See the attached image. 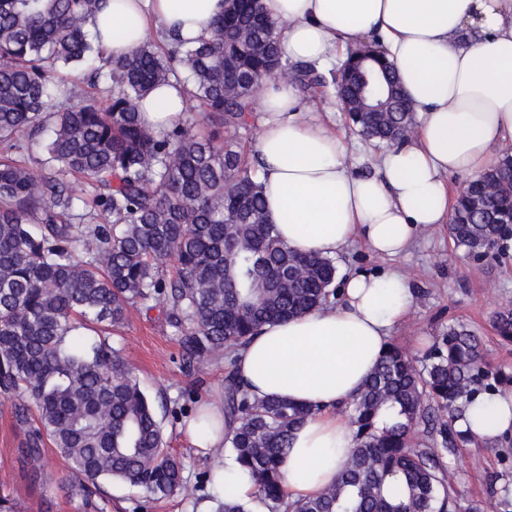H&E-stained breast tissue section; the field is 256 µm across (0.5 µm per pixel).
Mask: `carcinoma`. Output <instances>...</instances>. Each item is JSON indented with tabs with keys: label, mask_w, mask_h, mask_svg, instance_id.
I'll return each mask as SVG.
<instances>
[{
	"label": "carcinoma",
	"mask_w": 512,
	"mask_h": 512,
	"mask_svg": "<svg viewBox=\"0 0 512 512\" xmlns=\"http://www.w3.org/2000/svg\"><path fill=\"white\" fill-rule=\"evenodd\" d=\"M225 2L209 38L164 48L147 40L113 58L88 27L100 0H0V142L16 154L0 157V392L17 401L24 467L39 475L53 447L68 489L87 505L105 483L137 489L141 510L184 488L183 463L167 448L154 402L101 331L137 305L162 304L190 374L261 325L336 299L335 259L297 253L279 238L237 140L260 78L289 75L315 101L329 83L317 64L281 57L278 21L263 0ZM68 66L81 70L56 83L55 71ZM173 79L190 85L209 136L181 123L158 134L142 122L137 102ZM104 82L113 90L102 105L88 88ZM336 85L356 134L401 143L413 109L378 45L350 49ZM37 144L51 167L40 177L28 165ZM74 175L90 197L71 185ZM482 178L481 188L456 196L448 224L470 255L500 236L512 212V155ZM493 324L512 341V306L499 308ZM488 376L480 338L462 325L448 327L420 359L390 345L343 408L356 448L335 485L289 503L283 466L311 411L251 396L231 369L230 452L267 512H460L448 457L471 434L443 417L467 409ZM421 427L441 447L416 440ZM212 499L215 512H251L230 492Z\"/></svg>",
	"instance_id": "obj_1"
}]
</instances>
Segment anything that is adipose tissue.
<instances>
[{
    "label": "adipose tissue",
    "instance_id": "1",
    "mask_svg": "<svg viewBox=\"0 0 512 512\" xmlns=\"http://www.w3.org/2000/svg\"><path fill=\"white\" fill-rule=\"evenodd\" d=\"M282 27L278 42L294 63L340 65L355 44L372 40L398 70L419 123L402 145L374 159L380 177L348 162L346 135L310 115L287 77L267 81L256 142L265 211L292 249L336 255L353 241L375 254H404L417 233L448 223L451 173L479 175L512 148V0H264ZM224 0H102L89 21L105 54L120 56L154 31L209 37ZM187 88L171 83L140 100L155 130L183 114ZM343 301L262 326L235 353L237 379L259 398L309 408L283 467L288 502L313 498L347 462L353 430L339 412L371 375L413 293L395 270L347 277ZM459 429L492 439L512 432V394L479 395ZM198 454L227 446L224 402H204L185 425ZM266 512L233 459L213 485Z\"/></svg>",
    "mask_w": 512,
    "mask_h": 512
}]
</instances>
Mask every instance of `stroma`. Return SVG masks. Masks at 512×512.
<instances>
[{
    "label": "stroma",
    "instance_id": "obj_1",
    "mask_svg": "<svg viewBox=\"0 0 512 512\" xmlns=\"http://www.w3.org/2000/svg\"><path fill=\"white\" fill-rule=\"evenodd\" d=\"M335 259L342 275L390 268L407 279L414 292L413 306L393 329V344L420 356L448 326L462 325L481 337L490 370L512 372V342L501 339L492 325L494 312L512 305V240L476 261L454 245L447 226L441 224L423 230L408 252L395 259L379 257L359 241L343 247ZM111 341L134 368L142 389L161 400L157 412L165 439L184 464V491L152 504L146 512H200L212 488L200 486L198 476L211 460L198 455L184 436V423L198 407L187 394L192 391L204 398L223 393L226 356H214L186 374L177 340L159 307L132 310ZM13 404V399L0 395V487L18 498L26 512H134L137 492L118 482L103 485L101 493L92 496L91 506H84L82 498L69 494L68 468L50 449L45 452L41 482L30 484L19 462L24 432L15 425ZM453 485L463 506L477 507L478 512H512V434L461 447Z\"/></svg>",
    "mask_w": 512,
    "mask_h": 512
}]
</instances>
